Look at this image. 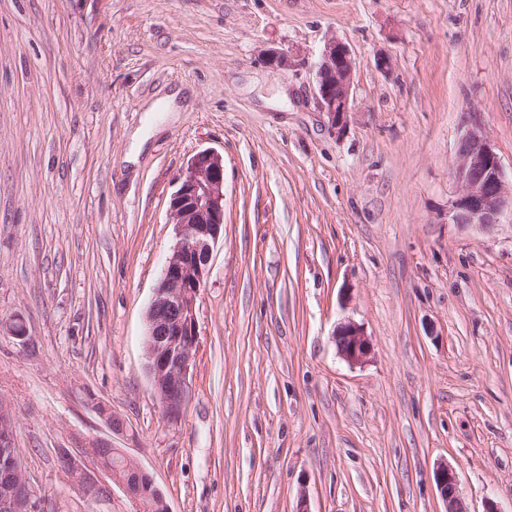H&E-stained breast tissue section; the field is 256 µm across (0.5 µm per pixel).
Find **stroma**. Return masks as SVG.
<instances>
[{
  "label": "stroma",
  "instance_id": "35a3bbf8",
  "mask_svg": "<svg viewBox=\"0 0 512 512\" xmlns=\"http://www.w3.org/2000/svg\"><path fill=\"white\" fill-rule=\"evenodd\" d=\"M332 36L357 61L340 135L314 94ZM471 126L511 185L512 0H0V402L36 512H134L61 469L93 437L171 512H446L444 463L467 512H512V221L448 218ZM208 148L224 232L170 422L146 315ZM339 354L349 363L363 361L371 353V342L361 328L353 323L340 326L336 332Z\"/></svg>",
  "mask_w": 512,
  "mask_h": 512
}]
</instances>
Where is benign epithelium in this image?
I'll return each mask as SVG.
<instances>
[{"label":"benign epithelium","mask_w":512,"mask_h":512,"mask_svg":"<svg viewBox=\"0 0 512 512\" xmlns=\"http://www.w3.org/2000/svg\"><path fill=\"white\" fill-rule=\"evenodd\" d=\"M267 63L274 71L289 67L288 53L268 50ZM356 62L349 46L335 36L322 50L315 71V96L330 127L343 132L352 112V85ZM459 190L448 219L454 224L492 226L512 214V190L507 189L500 158L472 127L461 137L455 165ZM169 216L176 241L160 274L147 311V370L165 417L177 420L189 394V373L198 349L197 303L205 283L213 246L224 229V158L206 149L194 155L170 197ZM339 354L349 363L363 361L371 342L353 323L336 332ZM109 439L95 437L86 445L59 452L61 468L83 493L97 501L110 494L111 485L123 489L135 512H170L153 477L124 450H119L125 471L136 478L140 490L120 477L104 461ZM446 512H467L458 492L456 473L441 466L435 473ZM0 512H35L31 485L14 450L13 417L0 403Z\"/></svg>","instance_id":"1"}]
</instances>
